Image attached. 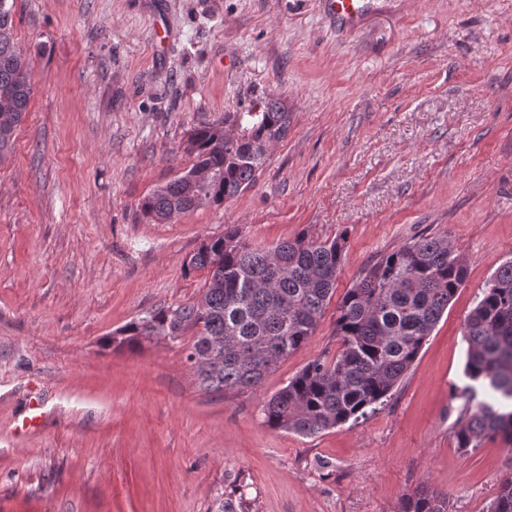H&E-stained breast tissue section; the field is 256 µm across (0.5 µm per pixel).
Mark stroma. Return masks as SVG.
Listing matches in <instances>:
<instances>
[{
  "label": "stroma",
  "instance_id": "stroma-1",
  "mask_svg": "<svg viewBox=\"0 0 512 512\" xmlns=\"http://www.w3.org/2000/svg\"><path fill=\"white\" fill-rule=\"evenodd\" d=\"M33 93L0 155V512H399L421 486L486 512L512 450L456 440L464 323L512 260V0H376L349 29L320 0H14ZM281 98L253 187L167 224L139 204L193 164L190 132ZM240 225L272 247L345 235L315 334L255 389L203 390L187 339L118 328L196 301L183 262ZM447 234L467 278L378 411L312 437L264 402L335 355L336 304L383 256ZM43 426L22 431L30 406Z\"/></svg>",
  "mask_w": 512,
  "mask_h": 512
}]
</instances>
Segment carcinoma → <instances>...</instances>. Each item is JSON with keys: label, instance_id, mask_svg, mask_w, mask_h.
I'll return each instance as SVG.
<instances>
[{"label": "carcinoma", "instance_id": "1", "mask_svg": "<svg viewBox=\"0 0 512 512\" xmlns=\"http://www.w3.org/2000/svg\"><path fill=\"white\" fill-rule=\"evenodd\" d=\"M32 95L29 64L13 33L12 6L0 0V155L9 151ZM288 106L265 96L246 112L191 131L185 152L190 185L178 176L140 204L142 215L168 223L209 203L222 206L254 185L272 147L288 133ZM344 235L315 240L302 233L272 248L254 245L237 225L205 239L183 263L205 272L200 298L148 313L112 338L141 346L158 336L191 335L186 356L208 391L252 389L278 361L304 347L333 297ZM467 266L448 235L412 239L368 267L336 308V356L308 362L262 405L264 423L312 437L375 411L417 359L463 285ZM463 395L470 403L458 447L487 439L512 449V261L491 276L464 324ZM213 512H250L217 495ZM400 512H448L445 496L427 487L404 499ZM487 512H512V477Z\"/></svg>", "mask_w": 512, "mask_h": 512}]
</instances>
